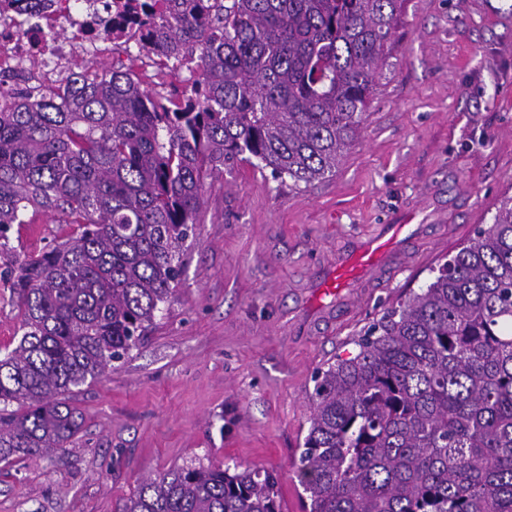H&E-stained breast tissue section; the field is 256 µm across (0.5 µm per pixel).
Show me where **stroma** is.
Here are the masks:
<instances>
[{
    "label": "stroma",
    "mask_w": 512,
    "mask_h": 512,
    "mask_svg": "<svg viewBox=\"0 0 512 512\" xmlns=\"http://www.w3.org/2000/svg\"><path fill=\"white\" fill-rule=\"evenodd\" d=\"M125 67L179 97L197 70L157 72L137 45ZM512 195V0H404L358 140L334 174L305 184L240 163L214 174L181 280L140 346L74 404L79 437L49 459L0 465V512H121L151 474L188 463L274 472L302 512L294 462L316 368L412 292ZM410 227L413 260L354 304L316 283L352 240ZM64 214L13 225L0 246V350L22 316L11 271L74 235Z\"/></svg>",
    "instance_id": "stroma-1"
}]
</instances>
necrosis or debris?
Instances as JSON below:
<instances>
[{"mask_svg":"<svg viewBox=\"0 0 512 512\" xmlns=\"http://www.w3.org/2000/svg\"><path fill=\"white\" fill-rule=\"evenodd\" d=\"M100 3L101 0H24L21 10L0 12V112L13 107L15 86L28 76V60L44 59L46 65L37 73V81L59 87L63 74L58 64L67 56L64 45L55 36L59 21L69 23L76 42L102 43L111 50L126 49V32L104 34L92 24Z\"/></svg>","mask_w":512,"mask_h":512,"instance_id":"obj_1","label":"necrosis or debris"}]
</instances>
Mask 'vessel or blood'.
Segmentation results:
<instances>
[{
    "label": "vessel or blood",
    "instance_id": "b4317fda",
    "mask_svg": "<svg viewBox=\"0 0 512 512\" xmlns=\"http://www.w3.org/2000/svg\"><path fill=\"white\" fill-rule=\"evenodd\" d=\"M408 231L404 224H386L380 233L356 244L351 254L338 261L323 282L322 295L341 296L342 292L352 291L357 280L385 267L397 253Z\"/></svg>",
    "mask_w": 512,
    "mask_h": 512
}]
</instances>
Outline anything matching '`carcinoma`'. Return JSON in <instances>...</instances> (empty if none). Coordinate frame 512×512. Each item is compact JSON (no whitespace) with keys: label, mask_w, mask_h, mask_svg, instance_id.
Here are the masks:
<instances>
[{"label":"carcinoma","mask_w":512,"mask_h":512,"mask_svg":"<svg viewBox=\"0 0 512 512\" xmlns=\"http://www.w3.org/2000/svg\"><path fill=\"white\" fill-rule=\"evenodd\" d=\"M403 0H133L139 48L200 71L163 100L126 70L64 75L0 112V239L28 212L75 236L13 271L22 335L0 355V462L82 428L74 389L138 347L172 297L206 180L255 159L309 184L360 134ZM317 368L296 464L304 512H512V196L492 223ZM18 404L16 410L10 409ZM121 512H282L277 477L191 463Z\"/></svg>","instance_id":"obj_1"}]
</instances>
